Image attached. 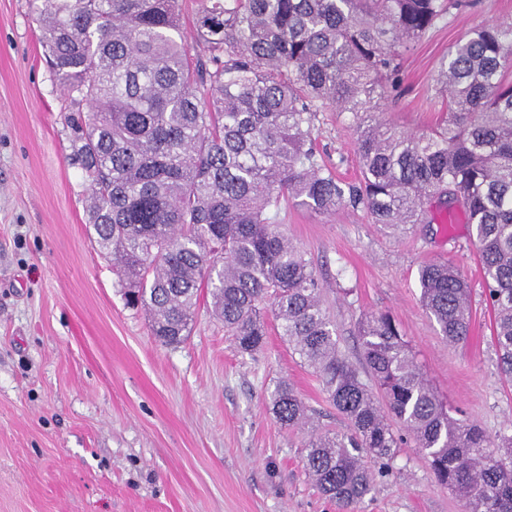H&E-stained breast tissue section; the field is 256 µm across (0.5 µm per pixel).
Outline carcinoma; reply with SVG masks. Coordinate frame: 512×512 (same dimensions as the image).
I'll list each match as a JSON object with an SVG mask.
<instances>
[{"label": "carcinoma", "mask_w": 512, "mask_h": 512, "mask_svg": "<svg viewBox=\"0 0 512 512\" xmlns=\"http://www.w3.org/2000/svg\"><path fill=\"white\" fill-rule=\"evenodd\" d=\"M40 43L69 100L72 164L87 184L101 252L148 313L151 335L177 346L200 298L239 352L265 344L261 314L319 378L348 430L312 428L286 380L270 393L284 427L311 430L302 469L322 495L356 512L402 426L463 512H512V435L457 418L417 367L386 313L357 323L374 394L339 352L312 262L271 212L291 197L315 213L348 202L374 223L428 222L424 201L471 225L500 373L512 384V24L483 25L442 63L448 114L408 133L372 112L407 42L464 0H198L202 52L182 38V0H31ZM356 125L360 179L347 184L314 145L327 104ZM420 301L453 345L468 341L465 273L449 259L418 269Z\"/></svg>", "instance_id": "1"}]
</instances>
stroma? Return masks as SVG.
Listing matches in <instances>:
<instances>
[{"label":"stroma","mask_w":512,"mask_h":512,"mask_svg":"<svg viewBox=\"0 0 512 512\" xmlns=\"http://www.w3.org/2000/svg\"><path fill=\"white\" fill-rule=\"evenodd\" d=\"M467 2L402 54L379 109L408 132L439 121L449 51L479 25L512 23V0ZM64 106L30 0H0V512H342L302 469L307 431L281 426L270 410L269 393L285 380L319 427L346 426L276 321L250 356L207 301L175 348L127 306L87 224ZM355 126L333 106L315 123L323 159L346 183L359 177ZM274 220L313 261L349 362L363 364L360 316L389 313L443 401L489 434L512 433V385L498 372L466 222L452 227L438 214L393 231L360 206L317 214L294 200ZM448 257L471 285L463 345L448 344L419 301V265ZM358 512H461V503L407 439Z\"/></svg>","instance_id":"35a3bbf8"}]
</instances>
